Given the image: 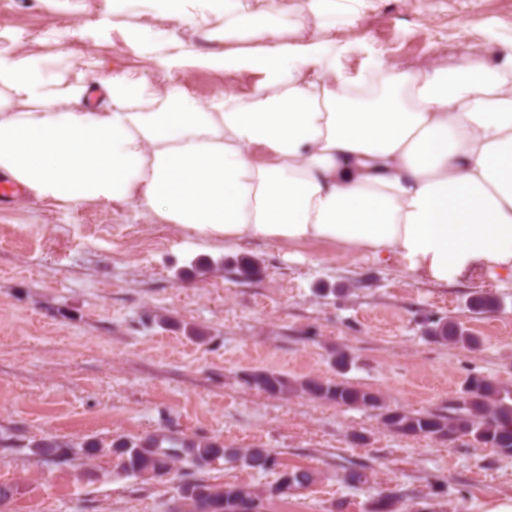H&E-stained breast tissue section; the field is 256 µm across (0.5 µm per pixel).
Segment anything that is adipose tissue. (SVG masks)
<instances>
[{
  "label": "adipose tissue",
  "mask_w": 512,
  "mask_h": 512,
  "mask_svg": "<svg viewBox=\"0 0 512 512\" xmlns=\"http://www.w3.org/2000/svg\"><path fill=\"white\" fill-rule=\"evenodd\" d=\"M150 11L229 35L274 34L251 0H145ZM155 79L114 70L104 105L33 53L0 49V179L68 208L123 205L205 243L323 242L409 282L485 268L512 280V52L489 65L370 70L353 94L335 58L271 45L239 55L174 49L128 28ZM246 67L245 98L203 103L174 72Z\"/></svg>",
  "instance_id": "obj_1"
}]
</instances>
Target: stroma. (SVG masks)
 Returning a JSON list of instances; mask_svg holds the SVG:
<instances>
[{"mask_svg":"<svg viewBox=\"0 0 512 512\" xmlns=\"http://www.w3.org/2000/svg\"><path fill=\"white\" fill-rule=\"evenodd\" d=\"M291 45L336 41L345 76L376 62L409 63L484 48H512V0H255ZM138 0H0V47L44 56L97 85L116 68L151 78L155 61L122 33L146 22ZM96 65L84 68L86 57ZM258 72L199 70L175 80L199 101L247 97ZM259 275L244 279L240 258ZM498 309L469 308L472 294ZM461 323L474 349L430 339L434 321ZM350 357L347 368L337 352ZM268 369L378 393L387 406L447 412L473 375L512 392V281L465 273L449 283L409 282L398 263L344 255L336 246L246 241L205 244L130 209L70 208L21 195L0 204V483L16 493L0 512H169L181 471L161 479L119 471L116 439L165 431L229 448L272 450L281 468L315 472L309 489L281 497L278 470L222 462L199 471L212 484L248 483L263 512H368L399 491L406 512H487L512 500V458L466 440L406 436L376 411L301 392L272 395L247 381ZM92 441L91 460L54 465L41 440ZM371 481L353 486L348 468Z\"/></svg>","mask_w":512,"mask_h":512,"instance_id":"35a3bbf8","label":"stroma"}]
</instances>
